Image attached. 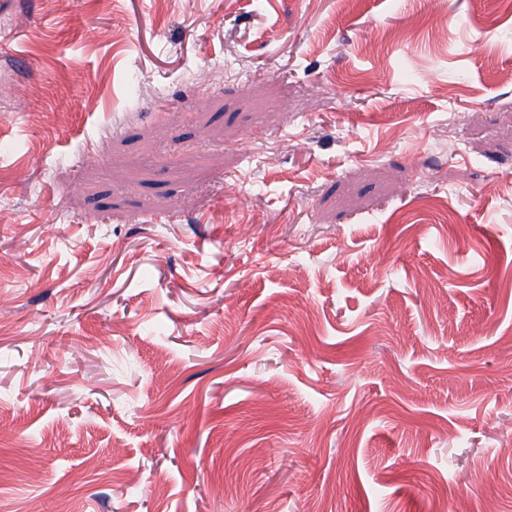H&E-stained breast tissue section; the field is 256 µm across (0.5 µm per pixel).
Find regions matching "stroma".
<instances>
[{
    "mask_svg": "<svg viewBox=\"0 0 512 512\" xmlns=\"http://www.w3.org/2000/svg\"><path fill=\"white\" fill-rule=\"evenodd\" d=\"M0 512H512V0H0Z\"/></svg>",
    "mask_w": 512,
    "mask_h": 512,
    "instance_id": "35a3bbf8",
    "label": "stroma"
}]
</instances>
